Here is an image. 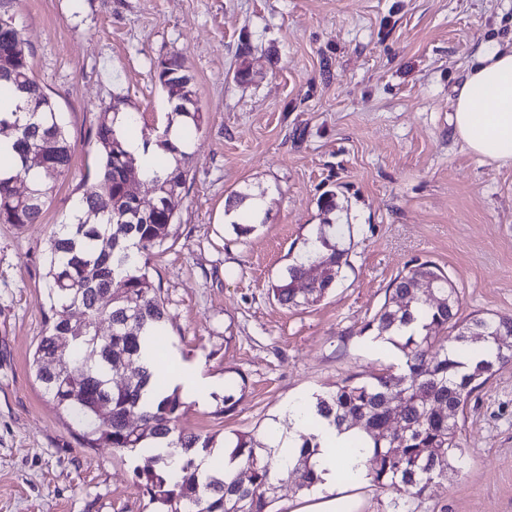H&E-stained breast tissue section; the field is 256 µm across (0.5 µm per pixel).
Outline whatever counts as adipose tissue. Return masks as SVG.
I'll return each instance as SVG.
<instances>
[{
  "mask_svg": "<svg viewBox=\"0 0 512 512\" xmlns=\"http://www.w3.org/2000/svg\"><path fill=\"white\" fill-rule=\"evenodd\" d=\"M455 135L482 159L512 165V45L489 44L475 55L457 89L452 118ZM143 363L166 369V390H179L198 405L210 404L220 386L195 366L182 362L174 351L157 354L147 347ZM314 398L300 394L283 409L290 431L272 429L268 446L275 468L293 465L299 455L301 434L314 435L318 445L312 458L320 493L315 503L297 512H358L356 488L370 482L366 442L354 430L339 431L327 423L310 424Z\"/></svg>",
  "mask_w": 512,
  "mask_h": 512,
  "instance_id": "ef3b65f1",
  "label": "adipose tissue"
}]
</instances>
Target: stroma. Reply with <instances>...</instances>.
Here are the masks:
<instances>
[{
    "label": "stroma",
    "mask_w": 512,
    "mask_h": 512,
    "mask_svg": "<svg viewBox=\"0 0 512 512\" xmlns=\"http://www.w3.org/2000/svg\"><path fill=\"white\" fill-rule=\"evenodd\" d=\"M12 11L74 156L42 223L0 224V512H165L135 476L137 455L82 447L31 359L49 236L93 186L88 129L120 98L141 114L140 137L163 130L155 68L171 55L206 124L176 239L149 274L166 344L225 388L204 407L182 398L183 427L220 448L233 432L268 431L298 392L399 368L360 331L411 260L448 274L463 315L512 316V166L473 154L451 124L479 47L512 44V0H15ZM242 189L266 213L244 238L224 213ZM327 190L337 222L359 229L351 266L320 303L290 310L269 288L321 222ZM228 393L240 398L231 411ZM459 427L462 457L410 512H512V364L473 393Z\"/></svg>",
    "instance_id": "stroma-1"
}]
</instances>
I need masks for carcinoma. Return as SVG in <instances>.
<instances>
[{
    "label": "carcinoma",
    "mask_w": 512,
    "mask_h": 512,
    "mask_svg": "<svg viewBox=\"0 0 512 512\" xmlns=\"http://www.w3.org/2000/svg\"><path fill=\"white\" fill-rule=\"evenodd\" d=\"M13 0H0V103L20 99L26 121L0 116V135L14 139L16 166L0 174V224L42 223L57 183L71 174L74 147L56 112L55 103L36 81L31 49L17 27ZM156 80L180 119L182 140L191 142L202 129L201 106L193 112L180 108L183 100L197 99L193 77L176 56L160 61ZM119 103L97 113L89 129L97 165L95 189L76 202L70 222L52 232L45 256V290L50 302L44 314L45 330L34 355L36 379L53 407L84 426L90 448L139 450L135 475L145 483L150 499L170 512H271L277 485L293 482L298 489L315 488L318 477L310 462L315 436L303 438L297 464L284 472L271 465L267 446L253 432H237L229 440L232 455L240 459L241 473L202 475L195 455L210 451V440L177 429L180 396L172 393L155 404L143 403L153 374L140 364V339L163 330L167 312L161 288L149 276L157 250L174 237L175 208L163 206L137 218L127 174L131 161L115 128ZM168 120L155 140L144 139V149L155 145L174 162L163 180L154 178L157 196L171 197L173 188L185 191L192 154L169 139ZM24 178L32 196H17L14 182ZM251 200L245 222H232L240 237L255 230L260 206L256 197L237 192L225 214ZM322 222L304 242V254L277 276L271 295L292 310L315 306L338 285L350 266L354 227L330 218L337 204L333 193L318 201ZM458 288L434 262L415 259L390 282L383 304L361 329L372 340L396 348L404 367L388 370L371 381H345L317 395L316 415L340 428L359 425L370 440L369 475L373 486L403 492L393 512H409L408 502L420 498L447 479L452 461L462 453L458 417L471 394L503 365L512 363V316H462ZM107 322L111 332L101 334ZM74 336L65 355L55 356V337ZM57 362H51L52 357ZM125 360L136 372L121 387L112 385L116 362ZM79 362L75 374L67 365ZM109 401L112 419L97 422L96 406ZM175 438L183 452L179 472L170 471L168 458L152 447ZM248 473L242 478V473Z\"/></svg>",
    "instance_id": "1"
}]
</instances>
